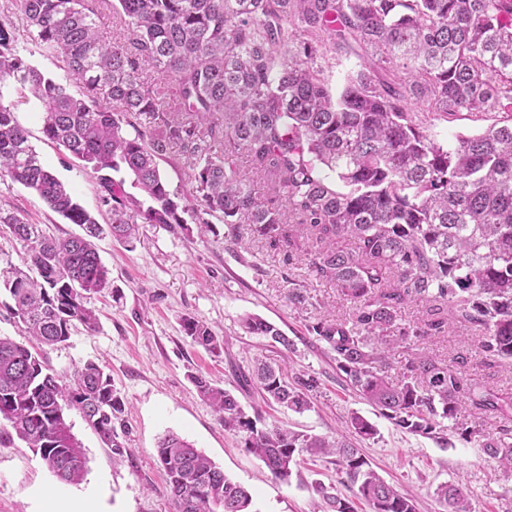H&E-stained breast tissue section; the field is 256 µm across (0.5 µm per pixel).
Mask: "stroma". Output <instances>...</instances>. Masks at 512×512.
I'll return each mask as SVG.
<instances>
[{"mask_svg": "<svg viewBox=\"0 0 512 512\" xmlns=\"http://www.w3.org/2000/svg\"><path fill=\"white\" fill-rule=\"evenodd\" d=\"M0 16L9 17L18 44L29 63L53 77H63L60 56L29 48L25 21L14 0H0ZM0 97L14 106L17 121L29 132L31 144L46 166L89 212H98L102 188L64 149L46 141L39 118L40 103L20 87L6 84ZM503 112H460L433 120L429 132L444 143L457 134H472L506 120ZM0 207L16 209L47 232H76V225L53 213L39 196L23 185L0 180ZM226 224L213 222L206 234L193 224L170 228L144 224L132 243L121 245L111 236L96 242L111 272L113 293L92 299L99 326L94 333L74 328L67 342L46 349L49 367L59 375L92 360L110 374L128 408L127 445L132 460H113L78 412H70L73 432L88 457L89 472L78 484L60 485L57 478L23 444L0 447V512H39L40 496L61 486L74 497L94 495L103 512H173L170 490L157 462L156 448L168 433H176L203 451L225 474L253 494L256 512H318L315 483L336 485L334 465L305 460L289 481L275 479L265 464L247 452L239 438L225 432L217 414L198 394L189 374L208 372L217 385L235 391L246 412H260L264 423L289 429L338 436L346 431L351 412H358L377 429L375 438L359 446L373 468L390 484L410 492L416 512H443L434 491L438 485L463 480L471 492L474 512H512V472L503 470L473 442L453 435L449 445L406 433L362 400L336 368L324 344L304 343L305 326L328 308L347 312L334 284L314 279L306 249L291 255L274 252L261 241L242 250L226 240ZM308 282L310 303L298 308L288 299L291 281ZM190 314L210 325L221 343L219 353L190 343L180 330L181 316ZM257 315L297 338L294 354L282 346L250 335L242 319ZM282 365L287 374L307 372L319 380L310 411L298 414L264 405L256 386L239 387L234 370L251 373L255 358Z\"/></svg>", "mask_w": 512, "mask_h": 512, "instance_id": "obj_1", "label": "stroma"}]
</instances>
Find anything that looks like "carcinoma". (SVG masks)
<instances>
[{"mask_svg":"<svg viewBox=\"0 0 512 512\" xmlns=\"http://www.w3.org/2000/svg\"><path fill=\"white\" fill-rule=\"evenodd\" d=\"M117 2L132 34L122 44L99 33V0H15L28 40L63 58L77 94L32 67L13 23L0 17V85L13 80L40 102L46 139L99 175L106 216L102 224L78 202L29 144L13 105L0 101V178L34 191L80 228L51 236L0 209V234L23 247L22 266L0 269V289L34 339L27 347L0 337V447L18 439L60 482L78 483L88 460L68 419L75 410L113 458L131 455L126 403L110 375L87 361L59 376L44 348L66 342L78 324L96 331L86 299L111 287L95 244L105 234L126 244L141 224L192 222L206 231L215 218L238 248L245 247L242 222L272 248L290 245L284 214L258 202L254 181L225 165L224 152L242 150L254 173L269 177L285 198L292 223L316 235L313 276L336 284L352 304L347 318L327 311L306 326L335 354L347 385L395 426L443 444L450 432L469 442L481 437L457 422L462 414H499L497 438L481 448L512 470V406L470 378L471 356L446 364L422 351L390 374L394 348L448 329L438 307L423 326L403 325L401 308L410 299L447 305L479 331L482 358L506 361L512 372V123L445 145L427 131L435 114L512 112V0ZM352 41L364 61L334 94L318 60ZM146 70L171 89L144 82ZM411 99L418 110L407 107ZM215 112L222 123L202 127ZM173 149L194 169L186 191L171 188L160 168ZM121 170L150 205L112 178ZM346 238L353 247L337 246ZM244 326L295 350L262 318L249 316ZM181 328L193 345L221 348L204 320L185 315ZM189 378L224 431L241 438L274 478L288 480L305 454L323 457L369 512H416L413 496L386 482L354 443L377 434L362 415L348 418L352 441L259 427L260 413L248 416L230 390L200 371ZM238 380L255 382L263 400L295 413L313 408L318 388L311 374L289 378L265 362ZM156 452L174 512H253L248 488L192 443L169 433ZM315 492L323 512H354L332 487L319 482ZM435 494L447 512H472L460 479Z\"/></svg>","mask_w":512,"mask_h":512,"instance_id":"cac0c4a2","label":"carcinoma"}]
</instances>
